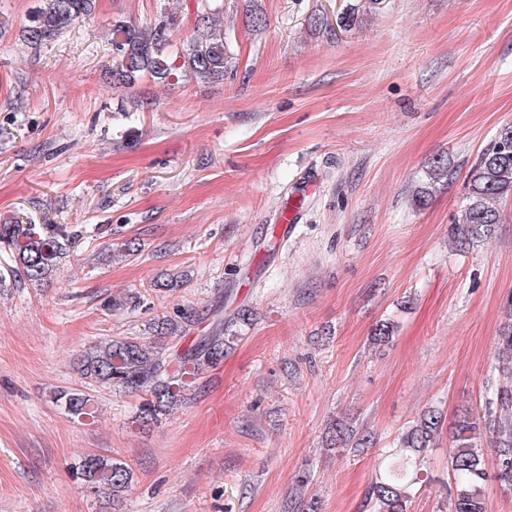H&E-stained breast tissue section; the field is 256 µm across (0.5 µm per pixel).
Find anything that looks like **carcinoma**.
<instances>
[{
  "instance_id": "obj_1",
  "label": "carcinoma",
  "mask_w": 512,
  "mask_h": 512,
  "mask_svg": "<svg viewBox=\"0 0 512 512\" xmlns=\"http://www.w3.org/2000/svg\"><path fill=\"white\" fill-rule=\"evenodd\" d=\"M211 0H201L195 30L180 46L172 47L167 24L143 28L118 24L112 28L113 83L131 88L150 79L168 83L180 73L210 82L224 79L233 72L232 53L224 43V30L216 28L220 9L210 7ZM95 9V0H41L25 40L38 47L56 40L79 19ZM512 194V126L501 129L494 143L481 155L468 176V191L463 209V223L453 227L455 247L463 251L490 238L500 220L498 204ZM74 236L57 227L38 232L30 224L14 220L0 224V248L11 253L14 266L10 272L29 282H43L55 272L58 259L72 248ZM222 315L212 329L196 337L189 345L168 354L134 340H112L94 345L81 358L82 373L94 382L145 391L150 399L140 412L149 421L165 408L184 397L189 379L201 370L224 360L225 348L235 337L225 335ZM69 412L86 413L88 399L78 393L60 392L55 396ZM502 415L479 416L463 409L449 428L447 503L449 512H485L482 488L488 478L484 449L494 450L501 483L512 486V391L503 387L496 393ZM444 426L436 408L422 412L414 424L399 437L401 453H391L381 462L370 483L367 504L373 512H408L409 505L424 483L419 457L439 441ZM330 443L344 448H372L375 437L369 432L356 433L339 422L332 429ZM79 470L87 487L95 493L117 497L128 485L127 468L109 458L90 455L81 460Z\"/></svg>"
}]
</instances>
